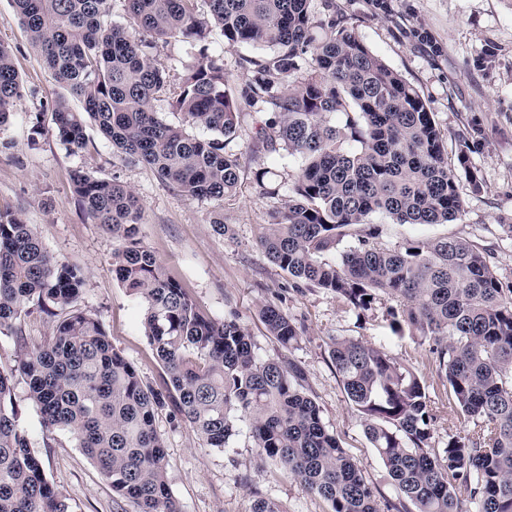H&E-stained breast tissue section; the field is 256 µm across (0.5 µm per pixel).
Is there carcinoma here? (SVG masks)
Returning <instances> with one entry per match:
<instances>
[{
  "instance_id": "1",
  "label": "carcinoma",
  "mask_w": 512,
  "mask_h": 512,
  "mask_svg": "<svg viewBox=\"0 0 512 512\" xmlns=\"http://www.w3.org/2000/svg\"><path fill=\"white\" fill-rule=\"evenodd\" d=\"M10 0L31 47L57 82L82 102L52 110L55 132L72 152L87 148L93 122L126 159L153 169L189 199L233 195L239 159L227 142L242 116L265 118L254 133L267 149L304 159L260 247L292 287L329 291L366 312L381 298L393 335L429 344L448 409L471 422L431 452L437 411L420 379L384 349L346 337L329 356L391 478L395 512H512V282L461 237L410 239L388 247L373 213L397 224H448L464 211L444 133L420 92L356 33L315 16V0ZM229 47L260 46L251 78L234 95L224 56L209 52L213 30ZM180 38L197 49L184 66L167 122L154 101L169 87L157 41ZM23 83L11 47L0 42V126ZM210 134L196 138L184 126ZM84 214L121 245L116 279L143 305L144 334L166 379L146 385L94 315L71 310L84 273L56 261L36 227L0 211V334L18 351L0 369V512H69L19 428L11 399L20 375L46 430L65 429L136 512H180L167 477L166 446L155 426L168 408L210 448H225L248 424L257 468L299 477L328 512H382L371 484L330 432L307 394L305 372L285 356L263 359L235 319L205 314L162 262L137 239L143 206L129 187L84 171L72 176ZM370 300H365V297ZM36 305L55 318L49 340L24 343L18 324ZM268 333L290 350L301 326L274 305L262 309Z\"/></svg>"
}]
</instances>
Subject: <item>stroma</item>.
<instances>
[{
	"label": "stroma",
	"instance_id": "stroma-1",
	"mask_svg": "<svg viewBox=\"0 0 512 512\" xmlns=\"http://www.w3.org/2000/svg\"><path fill=\"white\" fill-rule=\"evenodd\" d=\"M389 11L375 12L369 0H331L318 5L321 19L335 18L359 38L424 98L445 135L449 165L455 166L464 201L461 219L448 224H397L374 214L382 243L447 235L487 248L502 280L512 282V238L501 225L512 224V0H388ZM0 41L13 50L24 91L9 122L0 127V211L21 212L36 226L44 247L58 262L85 275L75 309L94 314L116 349L138 369L144 383L159 386L161 364L143 334L142 304L112 274L117 243L88 219L72 192L75 171L116 180L140 197L144 217L139 238L162 261L168 274L213 319L236 317L252 336L259 356L274 358L283 349L260 317L273 304L302 327V339L290 356L307 375L308 393L323 421L362 469L379 501L396 492L387 470L368 443L358 412L350 404L332 364V338L349 337L383 348L413 370L432 405L448 401L426 348L411 336L392 335L379 301L361 313L319 289L296 291L286 273L258 246L267 215L281 197L261 194L255 174L269 172L273 182H290L301 170L299 156L268 152L240 135L226 146L240 163L235 195L221 201L191 200L149 168L113 152L95 125H87L88 150L69 151L51 120L54 104L78 99L53 78L28 42L9 0H0ZM43 133L34 136L32 126ZM477 128L478 143L468 152V170L456 166L462 132ZM480 186L472 188L469 179ZM234 229L233 238L217 234L215 215ZM12 399L18 423L29 436L47 479L71 512H117L116 495L98 467L64 429L46 431L39 408L15 379ZM156 427L168 457V479L181 512H251L255 494L279 503L282 512H328L287 470L257 471L247 425L224 449L209 448L183 423L160 411Z\"/></svg>",
	"mask_w": 512,
	"mask_h": 512
}]
</instances>
